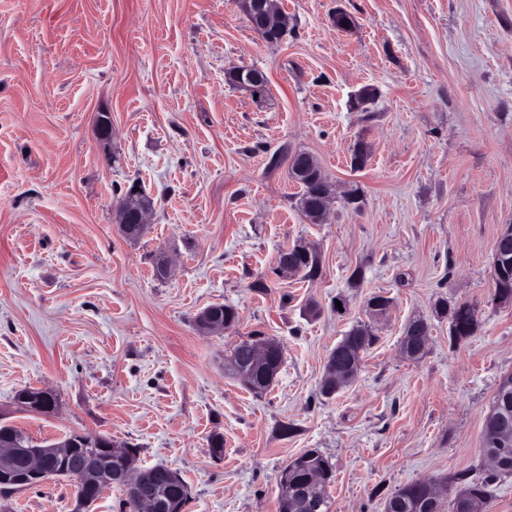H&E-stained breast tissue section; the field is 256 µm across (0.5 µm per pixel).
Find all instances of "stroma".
<instances>
[{
  "mask_svg": "<svg viewBox=\"0 0 512 512\" xmlns=\"http://www.w3.org/2000/svg\"><path fill=\"white\" fill-rule=\"evenodd\" d=\"M280 6L288 31L269 43L238 0H0V422L131 446L135 467L180 474L186 512H278L283 468L314 449L333 467L331 512H384L407 483L483 475L485 417L512 373V306L491 279L512 224V0ZM339 8L353 28L333 26ZM242 66L265 73L263 97L228 83ZM366 86L375 102L351 110ZM298 151L335 186L325 223L296 207ZM135 183L152 207L132 243L115 206ZM297 243L316 279L278 276ZM374 294L392 300L376 344L322 397L329 353ZM442 299L476 309L474 336L451 343ZM215 303L240 321L201 334ZM415 317L430 325L417 362L399 353ZM254 333L284 348L260 395L224 373L225 349ZM26 387L52 390L56 412L20 411ZM74 505L67 478L0 494V512Z\"/></svg>",
  "mask_w": 512,
  "mask_h": 512,
  "instance_id": "35a3bbf8",
  "label": "stroma"
}]
</instances>
